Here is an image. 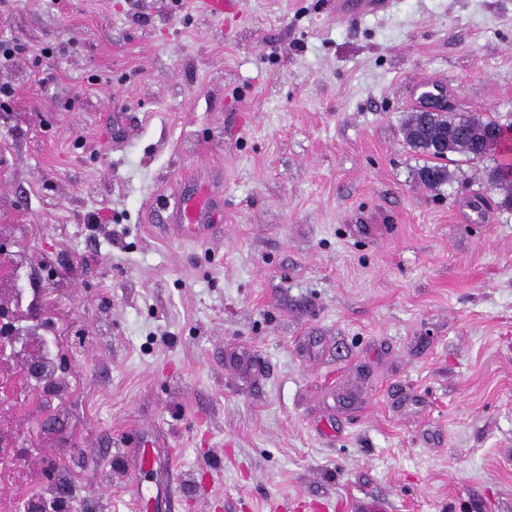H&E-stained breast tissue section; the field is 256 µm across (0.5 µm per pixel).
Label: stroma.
<instances>
[{
	"label": "stroma",
	"mask_w": 512,
	"mask_h": 512,
	"mask_svg": "<svg viewBox=\"0 0 512 512\" xmlns=\"http://www.w3.org/2000/svg\"><path fill=\"white\" fill-rule=\"evenodd\" d=\"M0 0V224L75 353L82 512H512V210L404 135L512 121V0ZM203 192L193 237L156 200Z\"/></svg>",
	"instance_id": "stroma-1"
}]
</instances>
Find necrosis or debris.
I'll list each match as a JSON object with an SVG mask.
<instances>
[{
	"label": "necrosis or debris",
	"instance_id": "1",
	"mask_svg": "<svg viewBox=\"0 0 512 512\" xmlns=\"http://www.w3.org/2000/svg\"><path fill=\"white\" fill-rule=\"evenodd\" d=\"M24 231L20 224H0V241L8 245L0 252V384L11 389L10 403L0 404V459L14 461L11 469L0 468V512H20L21 504L41 497L39 480L27 474L25 450L37 442L52 444L46 424L62 421L72 387L57 353L48 348L52 322L40 307L27 304V291L20 286L23 253L18 246ZM33 361L40 374H29Z\"/></svg>",
	"mask_w": 512,
	"mask_h": 512
}]
</instances>
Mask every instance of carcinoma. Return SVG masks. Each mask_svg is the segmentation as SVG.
<instances>
[{
  "label": "carcinoma",
  "instance_id": "cac0c4a2",
  "mask_svg": "<svg viewBox=\"0 0 512 512\" xmlns=\"http://www.w3.org/2000/svg\"><path fill=\"white\" fill-rule=\"evenodd\" d=\"M423 116L419 112L413 113L405 126V138L413 150L435 159H447L458 156L461 160L472 163L481 162L488 157L487 145L484 141L485 131L494 129L498 131L504 145L512 137V123H503L493 116L477 117L471 123H462L461 116L452 112H439L429 119L431 133L422 130ZM458 131V137L444 152L437 148L435 137L448 133V130ZM419 179L428 187H437L452 180L448 168L439 165H426L418 172ZM488 184L498 190L502 196V204L512 205V162L508 160L496 161L495 165L486 172Z\"/></svg>",
  "mask_w": 512,
  "mask_h": 512
}]
</instances>
